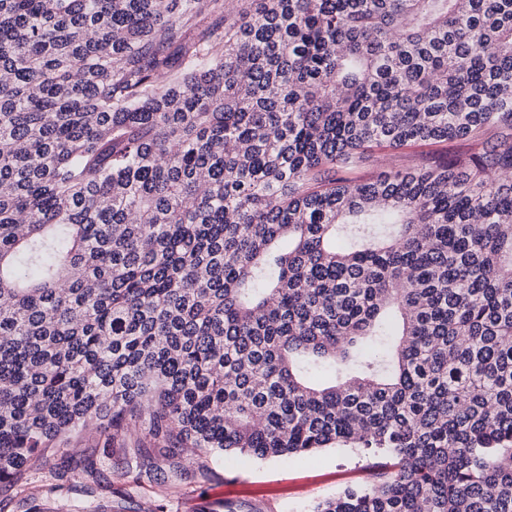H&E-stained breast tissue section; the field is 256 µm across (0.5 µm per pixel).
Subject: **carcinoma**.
I'll use <instances>...</instances> for the list:
<instances>
[{"mask_svg":"<svg viewBox=\"0 0 512 512\" xmlns=\"http://www.w3.org/2000/svg\"><path fill=\"white\" fill-rule=\"evenodd\" d=\"M101 419L512 512V0H0V494ZM468 143L463 141H448L442 143H415L398 150L374 148L365 153V159L360 169L352 173L337 172L338 177L380 178L391 172L401 170L411 171L414 166L425 159H435L453 155L468 149Z\"/></svg>","mask_w":512,"mask_h":512,"instance_id":"obj_1","label":"carcinoma"}]
</instances>
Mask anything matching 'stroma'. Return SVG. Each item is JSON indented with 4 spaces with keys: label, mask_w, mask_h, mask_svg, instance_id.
Listing matches in <instances>:
<instances>
[{
    "label": "stroma",
    "mask_w": 512,
    "mask_h": 512,
    "mask_svg": "<svg viewBox=\"0 0 512 512\" xmlns=\"http://www.w3.org/2000/svg\"><path fill=\"white\" fill-rule=\"evenodd\" d=\"M466 148L463 141L375 148L366 152L354 175L376 179ZM90 463L111 477L97 498L112 512H149L156 506L163 512H312L321 500L368 477L360 455L348 448H326L289 461L243 462L187 449L166 459L147 439L134 434L124 447L106 456L93 428L71 439L68 454L51 457L52 466L71 468L76 475Z\"/></svg>",
    "instance_id": "35a3bbf8"
}]
</instances>
